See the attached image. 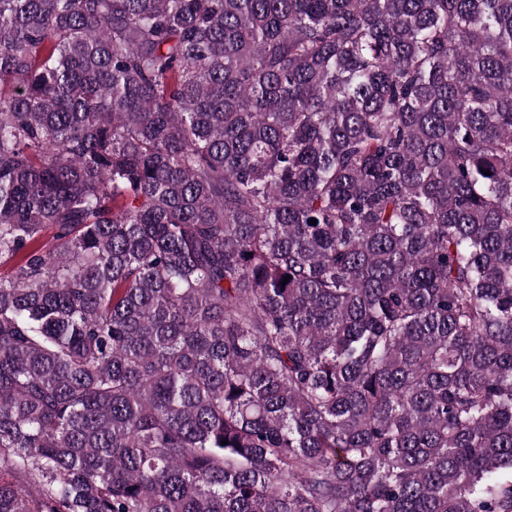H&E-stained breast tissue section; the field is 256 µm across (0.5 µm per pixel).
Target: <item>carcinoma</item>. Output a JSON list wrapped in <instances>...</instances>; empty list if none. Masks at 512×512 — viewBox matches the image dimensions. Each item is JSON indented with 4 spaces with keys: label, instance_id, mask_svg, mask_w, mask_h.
<instances>
[{
    "label": "carcinoma",
    "instance_id": "1",
    "mask_svg": "<svg viewBox=\"0 0 512 512\" xmlns=\"http://www.w3.org/2000/svg\"><path fill=\"white\" fill-rule=\"evenodd\" d=\"M6 263L0 512H512V0H0Z\"/></svg>",
    "mask_w": 512,
    "mask_h": 512
}]
</instances>
